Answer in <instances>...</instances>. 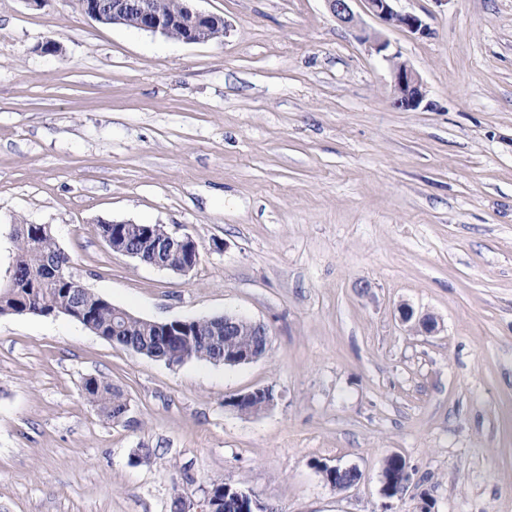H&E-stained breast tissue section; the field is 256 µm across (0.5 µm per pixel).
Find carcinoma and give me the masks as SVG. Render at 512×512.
<instances>
[{"label":"carcinoma","mask_w":512,"mask_h":512,"mask_svg":"<svg viewBox=\"0 0 512 512\" xmlns=\"http://www.w3.org/2000/svg\"><path fill=\"white\" fill-rule=\"evenodd\" d=\"M2 234L13 244L8 271L14 287L0 288V315L47 316L72 308L70 317L103 339L173 365L191 360L220 362L224 349H250L259 341L247 324L232 336L224 335V322L219 317L192 319L186 326L173 323L168 333L146 326L135 316L121 318L107 299L54 275L55 268L68 266L71 259L52 232L42 231L36 224H5L0 226ZM127 245L147 260L156 257L153 246L134 230ZM80 390L87 402L110 421L126 401L120 389L103 377L84 379ZM211 489L219 501V512H239L234 501L224 498V483L214 482Z\"/></svg>","instance_id":"cac0c4a2"}]
</instances>
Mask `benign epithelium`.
Returning a JSON list of instances; mask_svg holds the SVG:
<instances>
[{"mask_svg": "<svg viewBox=\"0 0 512 512\" xmlns=\"http://www.w3.org/2000/svg\"><path fill=\"white\" fill-rule=\"evenodd\" d=\"M79 2L82 13L99 23L109 18L116 22L126 17H132L134 25L138 29L152 34L160 33L166 36L173 29H180L179 41L183 43L207 42L220 37L226 30V25L222 24L219 16L197 9L194 6L195 0H183L180 13L171 16L157 13L152 0H136L134 3L130 0H112L109 4H102L100 0H79ZM324 2L337 22L349 27L357 23V17L350 5L352 0H324ZM361 2H363L367 13L387 27L406 30L410 33L423 34L427 31V25L419 16L396 10L394 7L396 0H361ZM385 60L391 75L390 94L395 107L403 110L417 108L425 96L420 76L407 62L400 60L397 54L388 55ZM129 225L128 221L113 223L112 251L137 259L139 253L125 245ZM138 231L151 240L158 235L161 236L169 251H174L182 257V263L173 268V271L186 274L199 263L198 244L191 235L171 233L162 224L141 225L138 227ZM257 359L259 356L253 349L224 353V363L226 364L236 365ZM258 391L267 396V407H272L276 396L269 387L259 390L255 388L225 401V404L238 410ZM408 479H410V473L406 467L397 472H384L382 476L383 494L387 497L390 496L393 487L407 485ZM226 489L233 490V497L241 506V512H270V508L259 504L243 488L233 489L228 484Z\"/></svg>", "mask_w": 512, "mask_h": 512, "instance_id": "1", "label": "benign epithelium"}]
</instances>
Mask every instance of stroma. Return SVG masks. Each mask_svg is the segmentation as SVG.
<instances>
[{
    "label": "stroma",
    "mask_w": 512,
    "mask_h": 512,
    "mask_svg": "<svg viewBox=\"0 0 512 512\" xmlns=\"http://www.w3.org/2000/svg\"><path fill=\"white\" fill-rule=\"evenodd\" d=\"M196 6L223 37L0 0V224L49 225L134 316L236 314L271 345L176 366L64 315L0 316V512H199L216 481L276 512H512V0H398L423 34L361 0L354 28L324 0ZM371 33L419 74L417 109L392 105ZM112 220L190 234L201 260L113 252ZM89 376L123 391L124 420L81 396ZM263 386L267 411L228 407ZM391 454L411 480L387 498ZM324 464L361 478L333 489ZM396 1L398 0H361L365 11L381 24L410 33H425L428 28L424 21L415 14L396 10Z\"/></svg>",
    "instance_id": "stroma-1"
}]
</instances>
